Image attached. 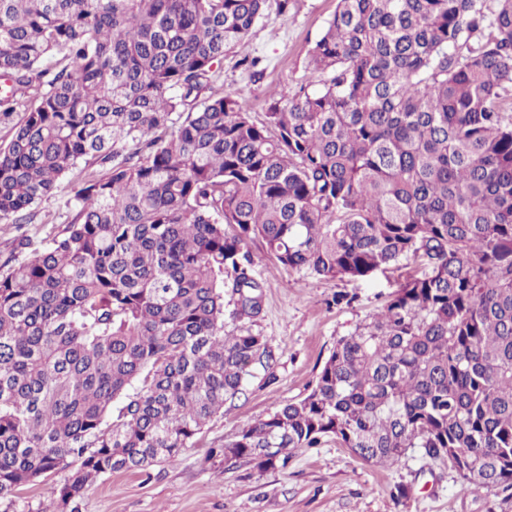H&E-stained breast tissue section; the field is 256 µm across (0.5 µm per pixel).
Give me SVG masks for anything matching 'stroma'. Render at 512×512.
<instances>
[{
  "label": "stroma",
  "mask_w": 512,
  "mask_h": 512,
  "mask_svg": "<svg viewBox=\"0 0 512 512\" xmlns=\"http://www.w3.org/2000/svg\"><path fill=\"white\" fill-rule=\"evenodd\" d=\"M337 0H289L254 25L245 54L226 55L217 85L245 97L263 121L270 97H293L323 80L308 52L336 12ZM258 58L249 66V58ZM263 308L253 329L273 351L271 365H254L243 393L226 403L179 458L147 471L115 472L88 486L77 512H512V489L463 491L447 462L408 449L389 468L357 458L335 438L296 453L288 470L257 471L246 460L228 462L218 450L245 427L315 385L337 341L368 322L399 283L407 266L357 279H325L274 265L262 240L250 241ZM350 296L335 304L336 295ZM69 473L0 499V512H61L53 493ZM408 488L399 496V488Z\"/></svg>",
  "instance_id": "obj_1"
}]
</instances>
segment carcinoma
Masks as SVG:
<instances>
[{"mask_svg": "<svg viewBox=\"0 0 512 512\" xmlns=\"http://www.w3.org/2000/svg\"><path fill=\"white\" fill-rule=\"evenodd\" d=\"M484 2L338 0L328 79L258 124L211 84L271 0H0V223L76 175L62 233L0 264V499L68 469V508L224 413L274 359L254 237L322 278L415 271L225 460L285 470L334 437L512 488V0Z\"/></svg>", "mask_w": 512, "mask_h": 512, "instance_id": "carcinoma-1", "label": "carcinoma"}]
</instances>
